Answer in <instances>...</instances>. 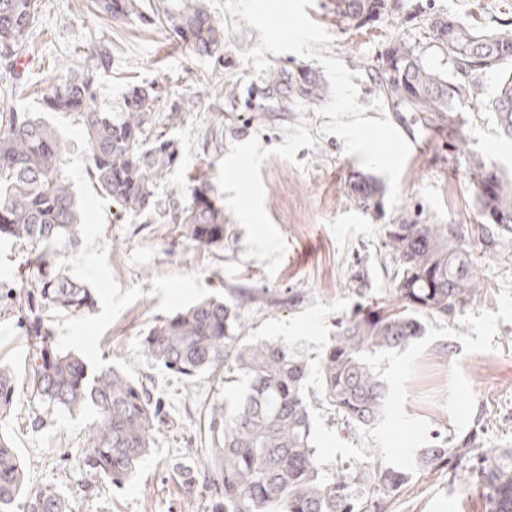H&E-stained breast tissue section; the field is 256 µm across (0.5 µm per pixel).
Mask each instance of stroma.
I'll list each match as a JSON object with an SVG mask.
<instances>
[{"instance_id": "stroma-1", "label": "stroma", "mask_w": 512, "mask_h": 512, "mask_svg": "<svg viewBox=\"0 0 512 512\" xmlns=\"http://www.w3.org/2000/svg\"><path fill=\"white\" fill-rule=\"evenodd\" d=\"M417 2L423 13H447L478 26L512 21V0ZM307 14L331 35L330 56L357 73V101L367 117L380 118L370 106L378 91L365 65L376 62L395 38L426 39L424 23L402 14L349 29L337 24L331 0H314ZM39 17L22 72L30 85L20 91L18 108L41 111L47 86L80 68L86 42H111L112 68L98 88L102 107L119 111L132 84L153 81L199 101L170 131L179 160L155 191L184 205L193 180L207 179L224 207L226 230L221 245L203 250L177 225L158 223L147 213H120L88 179L80 124L68 115L46 114L70 147L66 175L84 223L78 243H60L53 262L96 296L89 312L52 315L53 341L92 367L152 378L168 421L156 426L152 452L126 487H111L79 468L96 415L49 414L33 402L26 378L34 346L18 310L32 276L31 246L0 238V365L17 377L14 410L0 421V432L12 437L27 484L60 485L73 512H208V490L198 488L186 498L178 468L209 446L206 408L234 400L241 387H219L208 374L190 381L170 376L142 345L149 327L206 298L231 301L246 335L280 340L307 360L308 385L317 390L319 361L337 321L357 304L390 301L399 263L382 247L383 228L406 216L470 227L466 243L482 288L455 317L422 316L421 339L377 358L389 390L382 420L350 427L311 401L314 444L332 468L373 454L405 471L408 480L387 512H487L481 488L460 490L447 466L423 470L416 459L433 432L462 436L475 426L481 447L512 448V237L486 252L473 231L479 218L468 173L473 156L512 173V140L501 136L492 112L483 107L459 113L451 136L434 131L416 113H390L396 128L421 148L408 155L398 205L390 206L384 192L367 207L348 192L351 177L365 174V167L337 136L321 134L326 119L316 106L264 111L263 77L242 57L260 33L240 17H224L220 66L190 54L159 22L111 26L94 13L93 0H42ZM228 82L237 86L235 97L222 93Z\"/></svg>"}]
</instances>
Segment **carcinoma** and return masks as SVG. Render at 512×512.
I'll return each mask as SVG.
<instances>
[{
    "instance_id": "1",
    "label": "carcinoma",
    "mask_w": 512,
    "mask_h": 512,
    "mask_svg": "<svg viewBox=\"0 0 512 512\" xmlns=\"http://www.w3.org/2000/svg\"><path fill=\"white\" fill-rule=\"evenodd\" d=\"M159 5L157 18L170 37L195 55L224 63L223 18L202 0H159ZM96 9L121 25L142 17L140 0H96ZM401 9V0H335L333 13L346 27L361 29ZM407 17L426 21L446 69L428 63L427 48L405 37L392 40L378 64L369 66L389 108L428 114L444 130L453 124L452 113L481 103L485 79L497 72L501 79L489 109L512 140V28L478 27L450 14L424 15L417 6ZM38 18L37 0H0V237L40 249L33 259L36 284L24 298L30 333L41 338L27 378L30 393L46 408L96 411L81 465L91 476L121 486L149 455L152 432L166 414L147 383L113 366L93 369L51 341L50 313H83L96 298L80 281L51 271L54 246L76 243L81 230L65 175L70 148L52 125L13 104L20 88L14 60L26 50ZM83 59L76 74L43 96L42 106L81 124L91 180L126 214L154 209L163 223L182 225L201 249L223 243L224 208L208 181L189 186L190 202L183 207H167L154 194L156 182L170 173L179 155L177 141L165 129L183 123L195 102L171 99L161 109L168 90L151 82L129 89L124 111L102 112L97 88L99 76L110 69L111 49L97 41L83 51ZM264 84L266 98L282 112L322 102L329 94L323 78L304 66L272 70ZM469 174L480 219L498 235H512V180L478 157L470 159ZM349 190L370 204L378 188L359 176ZM383 244L399 262L391 289L399 305L387 311L360 306L341 319L319 366L321 404L354 426L376 423L388 408L377 356L420 338V315L453 317L480 291L459 224L400 218L386 225ZM142 344L168 374L182 380L222 367L224 383L245 384L234 406L223 400L211 404V448L193 468L179 472L190 497L198 483H205L211 512H387L388 498L407 480L403 471L374 460L337 469L322 462L312 437L307 362L277 340L244 335L232 304L211 298L160 318ZM16 386L14 374L0 368V420L12 411ZM475 441L473 432L423 448L419 467L446 463L454 468L464 462V483L475 480L484 488L488 512H512V449L477 453ZM21 498L26 512H71L58 486L28 488L12 439L0 433V512H13Z\"/></svg>"
}]
</instances>
